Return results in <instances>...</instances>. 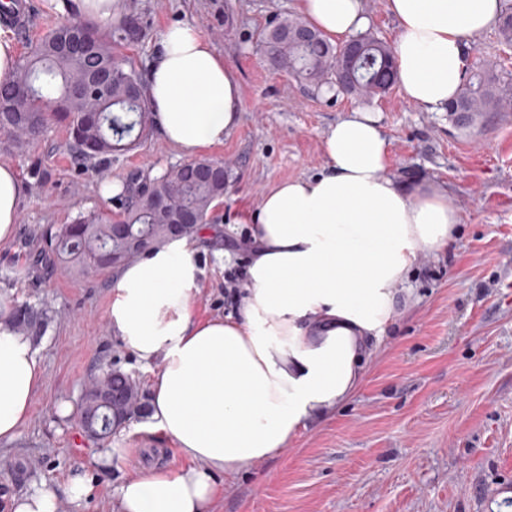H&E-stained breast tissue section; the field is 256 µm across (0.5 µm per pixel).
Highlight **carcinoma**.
Masks as SVG:
<instances>
[{
  "label": "carcinoma",
  "mask_w": 512,
  "mask_h": 512,
  "mask_svg": "<svg viewBox=\"0 0 512 512\" xmlns=\"http://www.w3.org/2000/svg\"><path fill=\"white\" fill-rule=\"evenodd\" d=\"M298 30L306 34L304 39L294 36ZM135 33V27H124L122 34L111 37L89 23L59 20L18 62L14 77L0 82V138L20 144L37 137L52 116L66 125L83 161L106 165L112 154L139 144L150 129L143 78L117 52L118 44ZM260 50L273 69L301 83L329 85L354 97L382 96L396 82L391 45L363 36L352 52L345 45L332 44L302 18H287L276 25ZM446 110L459 128L474 125L489 112H508L512 78L486 64L475 79L461 85ZM214 165L210 160L192 161L179 173L149 183L131 177L134 191L126 200L117 197V211H91L58 231H46L36 262L46 267L69 263L82 274H103L163 245L181 212L196 218V223L182 225L183 237H194L227 187L224 172H210ZM157 198L166 199L168 208H157ZM117 224L129 225L130 233L118 235ZM45 319L43 313L25 306L17 309L11 326L30 332ZM104 392L115 400L112 407L99 409L94 424L82 428L89 439H109L146 410L137 380L117 367L102 369L81 404L95 402Z\"/></svg>",
  "instance_id": "obj_1"
}]
</instances>
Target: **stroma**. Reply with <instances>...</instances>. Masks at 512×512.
I'll return each instance as SVG.
<instances>
[{"label":"stroma","mask_w":512,"mask_h":512,"mask_svg":"<svg viewBox=\"0 0 512 512\" xmlns=\"http://www.w3.org/2000/svg\"><path fill=\"white\" fill-rule=\"evenodd\" d=\"M31 2L29 28L11 34L22 56L62 17L57 0ZM116 9L138 24L119 47L138 72L167 24L190 21L241 83L240 127L205 154L225 163L230 182L209 216L216 235L196 246L203 271L191 301L196 317L232 314L224 280L243 273L251 257L240 247L250 235L244 212L278 182L318 173L326 132L350 110L379 117L391 143L388 176L444 189L460 217L453 244L415 262L401 316L357 394L310 424L280 458L220 482L214 512H512V112L462 130L446 111L413 104L396 86L371 99L326 96L271 70L259 45L279 21L297 16V0H116ZM469 42L467 73L493 62L512 74V46L497 29ZM3 161L16 165L28 191L14 241L0 245V291L15 304L48 309L51 319L35 343L45 383L16 439L0 442V512L32 484L61 487L77 474L92 490L81 504L62 501L60 512H116L125 478L179 467L181 458L150 431L149 418L136 417L109 441L122 458L102 467L99 446L60 407H77L106 364L132 374L150 397L154 368L108 328L111 273L85 278L33 259L47 228L103 208L98 189L110 178L155 177L183 158L152 132L103 170L78 161L66 129L52 122L23 146L0 142ZM223 251L230 261H217Z\"/></svg>","instance_id":"35a3bbf8"}]
</instances>
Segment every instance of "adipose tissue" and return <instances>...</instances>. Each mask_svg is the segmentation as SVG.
<instances>
[{
	"mask_svg": "<svg viewBox=\"0 0 512 512\" xmlns=\"http://www.w3.org/2000/svg\"><path fill=\"white\" fill-rule=\"evenodd\" d=\"M507 0H386L396 21L397 83L410 102L445 108L467 64V41L494 27ZM331 40L367 28L364 0H298ZM144 95L151 126L191 158L242 122L240 83L200 28H164L148 63ZM325 164L279 182L244 216L252 259L236 314L191 312L201 269L195 248L174 239L119 267L107 323L144 363L151 418L183 467L156 466L124 480L119 512H213L218 474H237L281 455L308 424L331 416L361 387L368 364L399 316V288L417 257L446 249L459 215L445 190L387 176L390 144L378 120L355 109L330 126ZM27 191L17 168L0 163V245L17 231ZM0 293V441L28 421L44 368L28 336L7 321ZM86 477L63 490L31 485L12 512H57L83 500Z\"/></svg>",
	"mask_w": 512,
	"mask_h": 512,
	"instance_id": "adipose-tissue-1",
	"label": "adipose tissue"
}]
</instances>
